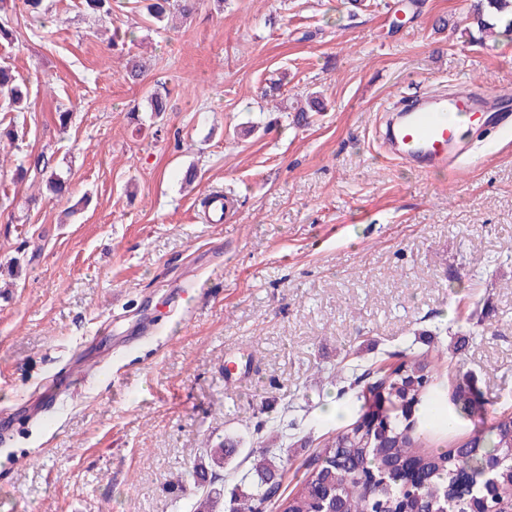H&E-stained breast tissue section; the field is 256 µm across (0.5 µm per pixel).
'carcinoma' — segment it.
I'll return each instance as SVG.
<instances>
[{
	"label": "carcinoma",
	"instance_id": "obj_1",
	"mask_svg": "<svg viewBox=\"0 0 512 512\" xmlns=\"http://www.w3.org/2000/svg\"><path fill=\"white\" fill-rule=\"evenodd\" d=\"M197 0H147L148 15L157 23L177 13L185 18L196 11ZM509 14L505 31L512 30V0H473L466 14V30L484 33L496 28ZM27 92L15 76L0 67V111L17 112ZM168 93L155 89L149 95L152 112L168 111ZM45 175L46 188L55 196L69 193L70 184L38 157L33 161ZM469 333L485 330V313L473 309L464 319ZM442 356L410 349L390 350L384 357L361 363L348 351L336 370L340 392H355L358 408L352 420L336 434L318 443L298 470L294 488L280 490L282 475L275 455L264 441L246 454L258 476L248 490H236L230 512H263L266 503L278 512H492L512 506V413L487 422L491 403L472 375L456 376L452 393L440 381ZM470 422L473 428L446 448L424 449L425 440L450 434ZM242 442L227 437L193 461V483L204 487L195 512H216L224 489L206 488L208 473L224 468V461L239 454ZM413 459L427 473L419 489L401 473V462ZM499 463V489L490 492L483 479L484 464ZM470 470L467 494H454V474Z\"/></svg>",
	"mask_w": 512,
	"mask_h": 512
}]
</instances>
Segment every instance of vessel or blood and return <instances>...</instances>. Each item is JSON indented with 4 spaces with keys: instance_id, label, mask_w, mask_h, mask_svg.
<instances>
[{
    "instance_id": "1",
    "label": "vessel or blood",
    "mask_w": 512,
    "mask_h": 512,
    "mask_svg": "<svg viewBox=\"0 0 512 512\" xmlns=\"http://www.w3.org/2000/svg\"><path fill=\"white\" fill-rule=\"evenodd\" d=\"M505 96L457 83L387 106L392 117L384 140L395 156L418 171L451 167L469 150L470 135L512 124Z\"/></svg>"
}]
</instances>
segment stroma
I'll list each match as a JSON object with an SVG mask.
<instances>
[{
  "instance_id": "obj_1",
  "label": "stroma",
  "mask_w": 512,
  "mask_h": 512,
  "mask_svg": "<svg viewBox=\"0 0 512 512\" xmlns=\"http://www.w3.org/2000/svg\"><path fill=\"white\" fill-rule=\"evenodd\" d=\"M144 6L44 0L0 41L29 89L0 142V512H192L193 482L174 484L192 451L259 423L292 479L344 424L323 408L352 404L332 382L352 348L444 345L512 412V133L433 175L378 138L398 95L512 96V36L455 31L466 0H199L166 31ZM312 94L325 111L294 124ZM37 155L68 196L14 181ZM213 194L234 204L220 221Z\"/></svg>"
}]
</instances>
